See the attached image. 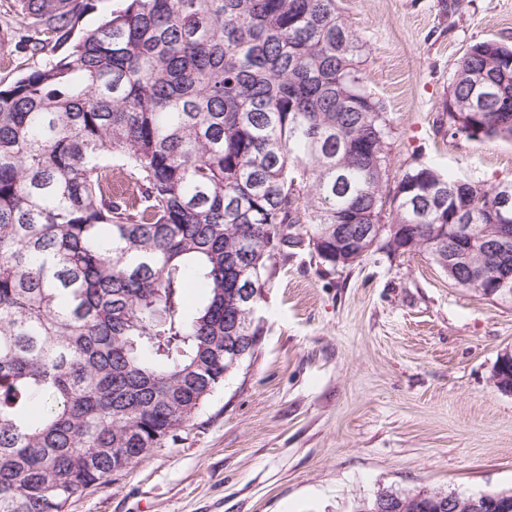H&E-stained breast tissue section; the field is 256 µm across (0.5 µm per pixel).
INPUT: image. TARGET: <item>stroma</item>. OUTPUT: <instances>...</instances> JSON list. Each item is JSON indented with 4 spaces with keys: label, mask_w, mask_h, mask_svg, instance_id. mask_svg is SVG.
Wrapping results in <instances>:
<instances>
[{
    "label": "stroma",
    "mask_w": 512,
    "mask_h": 512,
    "mask_svg": "<svg viewBox=\"0 0 512 512\" xmlns=\"http://www.w3.org/2000/svg\"><path fill=\"white\" fill-rule=\"evenodd\" d=\"M337 0L364 46L367 88L391 119L385 188L430 165L512 182V141L448 134V90L472 44L512 42V0ZM0 0V81L40 67L16 51ZM252 358L175 440L65 512H352L382 490L512 489V393L493 369L512 350V303L456 286L425 253L350 267L288 251L256 313Z\"/></svg>",
    "instance_id": "stroma-1"
}]
</instances>
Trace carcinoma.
Segmentation results:
<instances>
[{
	"instance_id": "obj_1",
	"label": "carcinoma",
	"mask_w": 512,
	"mask_h": 512,
	"mask_svg": "<svg viewBox=\"0 0 512 512\" xmlns=\"http://www.w3.org/2000/svg\"><path fill=\"white\" fill-rule=\"evenodd\" d=\"M14 7L49 58L0 83V512H64L253 356L288 248L383 220L391 122L336 0H119L92 28L93 0ZM448 132L512 141V45L469 47ZM399 186L409 251L491 288L495 186L429 165Z\"/></svg>"
}]
</instances>
